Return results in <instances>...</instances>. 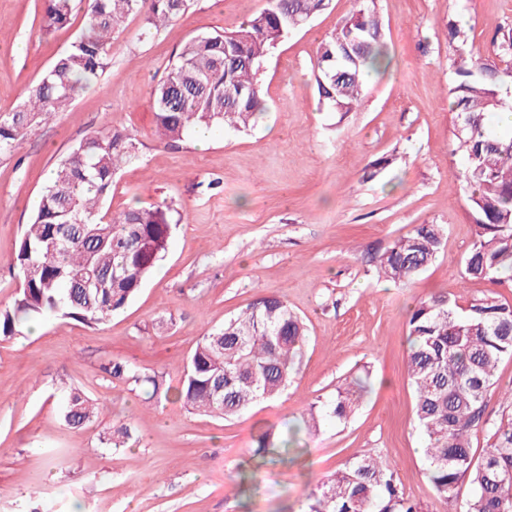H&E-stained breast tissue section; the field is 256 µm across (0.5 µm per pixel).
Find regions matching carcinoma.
I'll return each instance as SVG.
<instances>
[{
	"label": "carcinoma",
	"mask_w": 512,
	"mask_h": 512,
	"mask_svg": "<svg viewBox=\"0 0 512 512\" xmlns=\"http://www.w3.org/2000/svg\"><path fill=\"white\" fill-rule=\"evenodd\" d=\"M190 0H88L87 22L43 76L29 85L12 112L0 113V156L14 153L28 132L66 109L110 65L113 36L132 15L146 32L173 22ZM329 0H266L265 7L232 33L191 37L167 65L156 85L155 119L160 140L175 143L198 127L239 130L265 110L258 66L278 42ZM72 0H44L42 26L67 27ZM383 22L375 0L359 8L317 48L314 72L320 97L336 112H351L364 94V77L386 69ZM451 88L453 152L464 157L458 175L470 191L475 239L462 261V277L493 285L512 283V130L498 129L496 115L512 110V28L497 32L484 54L456 49ZM138 158L134 136L104 129L87 135L55 165L38 205L18 241L12 268L20 287L9 308H0V339L20 327L61 316L88 327L103 323L140 291L168 250L174 209L165 201L132 205L108 215L101 205L115 171ZM443 228L416 224L373 258L377 276L408 286L438 257ZM308 328L279 297L265 296L242 314L202 337L183 367L177 399L191 413L229 419L272 401L298 373ZM407 373L415 415L423 434L426 475L437 496L456 498L460 482L470 485L462 512H512V418L488 425L489 391L495 370L512 357V302L497 292L464 303L448 296L417 301L408 313ZM101 371L146 399L169 398L166 374L110 359ZM366 379L355 377L336 390L321 412H308L279 440L289 452L300 435H313L321 419L346 421L356 410ZM65 426L85 428L98 419L97 403L69 392ZM488 430L490 444L475 455L473 430ZM130 429L105 433L122 448ZM307 512H419L404 497L394 474L366 453L326 476L307 495Z\"/></svg>",
	"instance_id": "carcinoma-1"
}]
</instances>
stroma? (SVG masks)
Segmentation results:
<instances>
[{
    "label": "stroma",
    "mask_w": 512,
    "mask_h": 512,
    "mask_svg": "<svg viewBox=\"0 0 512 512\" xmlns=\"http://www.w3.org/2000/svg\"><path fill=\"white\" fill-rule=\"evenodd\" d=\"M265 0H191L168 27L148 34L130 17L112 40L111 64L64 112L35 126L0 157V308L19 279L10 263L54 164L89 133L128 132L136 162L113 177L109 213L167 201L181 220L159 269L121 313L91 328L69 318L40 322L38 335L0 341V512H304L324 476L372 452L420 512H461L470 486L441 503L425 475L424 445L406 372L407 311L416 301H459L490 291L464 280L475 236L467 191L455 180L448 27L481 51L512 28V0H376L392 56L367 79L359 106L331 111L319 99L313 58L353 12L328 8L288 34L260 65L267 110L240 130H214L206 149L156 133L153 89L190 37L232 32ZM42 0H0V112L48 69L84 27L47 32ZM444 229L438 259L408 287L379 279L372 259L414 225ZM267 294L306 322L298 374L276 401L232 419L191 414L176 398L146 401L103 378L111 358L165 372L178 389L202 336ZM369 374L348 421L323 419L303 453L253 454L258 428L281 430L346 379ZM73 389L102 407L72 430L61 404ZM128 424L126 448L102 444Z\"/></svg>",
    "instance_id": "stroma-1"
}]
</instances>
